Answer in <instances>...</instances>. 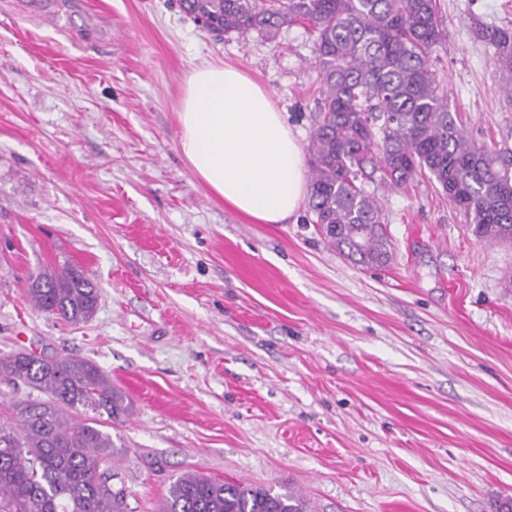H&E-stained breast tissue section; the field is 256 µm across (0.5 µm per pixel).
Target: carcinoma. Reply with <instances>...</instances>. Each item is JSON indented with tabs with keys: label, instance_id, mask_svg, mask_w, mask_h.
<instances>
[{
	"label": "carcinoma",
	"instance_id": "1",
	"mask_svg": "<svg viewBox=\"0 0 512 512\" xmlns=\"http://www.w3.org/2000/svg\"><path fill=\"white\" fill-rule=\"evenodd\" d=\"M181 9L226 35L272 39L310 26L321 97L309 153L311 223L354 264L392 257L382 207L361 179L398 188L435 180L481 243L512 240V152L479 144L448 108L432 53L448 32L437 0H185ZM474 36L512 73V26L478 24ZM29 301L70 323L91 318L98 289L77 267L29 276ZM0 379L39 391L15 403L17 427L0 425V512H129L127 492L106 464L116 448L107 429L131 407L93 363L70 355L0 356ZM158 512H310L286 489L185 473Z\"/></svg>",
	"mask_w": 512,
	"mask_h": 512
}]
</instances>
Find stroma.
Instances as JSON below:
<instances>
[{"mask_svg": "<svg viewBox=\"0 0 512 512\" xmlns=\"http://www.w3.org/2000/svg\"><path fill=\"white\" fill-rule=\"evenodd\" d=\"M436 53L468 136L512 149V98L473 20ZM313 38L218 36L176 0H0V356L93 362L133 405L111 429L133 512L186 472L281 486L315 512H497L512 499V243H481L427 176L367 184L392 262L353 264L307 208L257 224L177 150L184 77L223 63L308 147ZM83 269L92 319L40 312L28 274Z\"/></svg>", "mask_w": 512, "mask_h": 512, "instance_id": "stroma-1", "label": "stroma"}]
</instances>
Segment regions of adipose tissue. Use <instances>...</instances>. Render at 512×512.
I'll use <instances>...</instances> for the list:
<instances>
[{
	"label": "adipose tissue",
	"mask_w": 512,
	"mask_h": 512,
	"mask_svg": "<svg viewBox=\"0 0 512 512\" xmlns=\"http://www.w3.org/2000/svg\"><path fill=\"white\" fill-rule=\"evenodd\" d=\"M177 148L195 176L236 211L282 224L307 191L297 136L246 74L203 65L184 79Z\"/></svg>",
	"instance_id": "ef3b65f1"
}]
</instances>
